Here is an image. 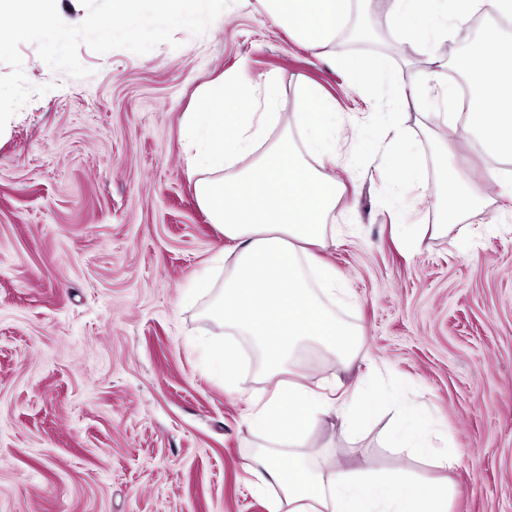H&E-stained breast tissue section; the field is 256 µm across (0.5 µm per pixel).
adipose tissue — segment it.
I'll list each match as a JSON object with an SVG mask.
<instances>
[{
    "mask_svg": "<svg viewBox=\"0 0 512 512\" xmlns=\"http://www.w3.org/2000/svg\"><path fill=\"white\" fill-rule=\"evenodd\" d=\"M274 2L278 17L293 23L302 39L317 46L333 43L353 5V0ZM442 2L393 0L392 18L417 35L422 15L435 14L439 24H447ZM496 42V32H487L470 52L467 75L475 98L464 117L450 116L449 127L466 125L484 153L511 157L512 57L498 54ZM273 118L270 112L225 111L220 82L188 116L193 141L188 171L208 172V179L199 184V202L236 255L216 313L254 339L270 382L262 393L246 399L249 427L270 439L252 457L253 486L278 487V494L267 501L268 512H448V495L440 487L407 488L391 477L354 479L340 466H322L314 454L294 449L326 407L341 415L357 402L370 416L399 394L368 393L356 384L328 399L309 384L295 357L298 343L311 340L342 368L352 363L360 341L325 308L304 276L305 264H312L328 293L337 291L335 273L315 263L308 251L330 239L325 220L334 205L337 181L289 147L260 150ZM296 123L307 133L310 150L335 161L337 114L316 89H304ZM251 153L257 159L250 167L226 175V168ZM389 442L416 456L431 455L430 424L415 411L403 410Z\"/></svg>",
    "mask_w": 512,
    "mask_h": 512,
    "instance_id": "1",
    "label": "adipose tissue"
}]
</instances>
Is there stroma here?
Masks as SVG:
<instances>
[{
	"mask_svg": "<svg viewBox=\"0 0 512 512\" xmlns=\"http://www.w3.org/2000/svg\"><path fill=\"white\" fill-rule=\"evenodd\" d=\"M376 5L355 0L347 19L377 23L372 38L341 31L328 49L273 19L267 0H229L204 35L178 30L173 46L80 47L83 79L21 45L28 82L52 89L0 133V512H268L247 469L261 439L245 403L267 387L265 367L214 314L232 265L212 260L224 238L186 166L187 116L225 76L237 81L228 110L277 112L270 143L286 135L306 153L293 120L305 86L339 116L325 168L340 185L336 243L314 254L348 290L328 308L361 350L338 371L308 346L316 386L398 384L432 423L434 454L419 460L388 445L395 406L349 423L328 412L307 447L357 476L445 487L448 512H512V189L488 179L512 172V158L484 154L468 132L445 135L462 108L446 88L467 85L485 30L512 54V17L485 12L473 30L450 0L447 33L416 44ZM376 57L392 79L358 82L334 64ZM398 148L421 189L389 168ZM454 168L482 206L439 233L434 201ZM401 222L420 229L418 243ZM219 343L236 352L235 385L212 362Z\"/></svg>",
	"mask_w": 512,
	"mask_h": 512,
	"instance_id": "35a3bbf8",
	"label": "stroma"
}]
</instances>
